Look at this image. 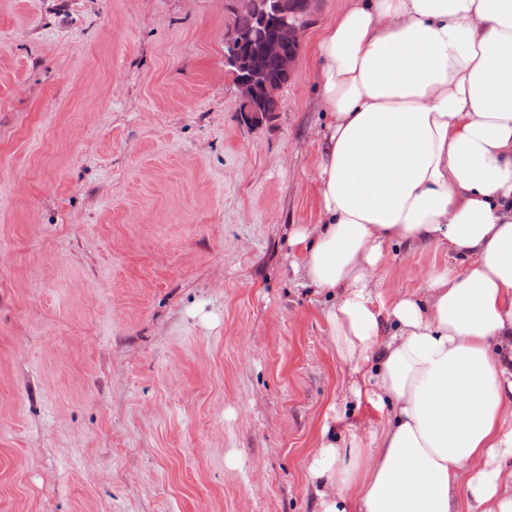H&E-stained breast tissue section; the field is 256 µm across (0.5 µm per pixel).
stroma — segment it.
Listing matches in <instances>:
<instances>
[{
    "mask_svg": "<svg viewBox=\"0 0 512 512\" xmlns=\"http://www.w3.org/2000/svg\"><path fill=\"white\" fill-rule=\"evenodd\" d=\"M315 0L279 108L224 67L233 0H0V512H314L328 409L361 441L318 219ZM397 252L384 286L448 263Z\"/></svg>",
    "mask_w": 512,
    "mask_h": 512,
    "instance_id": "1",
    "label": "stroma"
}]
</instances>
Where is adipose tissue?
I'll return each instance as SVG.
<instances>
[{
	"label": "adipose tissue",
	"instance_id": "obj_1",
	"mask_svg": "<svg viewBox=\"0 0 512 512\" xmlns=\"http://www.w3.org/2000/svg\"><path fill=\"white\" fill-rule=\"evenodd\" d=\"M317 54L320 216L288 242L387 420L323 426L316 512H512V0H346ZM393 246L452 262L386 295Z\"/></svg>",
	"mask_w": 512,
	"mask_h": 512
}]
</instances>
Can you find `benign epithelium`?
Returning a JSON list of instances; mask_svg holds the SVG:
<instances>
[{"label": "benign epithelium", "instance_id": "7a95c632", "mask_svg": "<svg viewBox=\"0 0 512 512\" xmlns=\"http://www.w3.org/2000/svg\"><path fill=\"white\" fill-rule=\"evenodd\" d=\"M313 2L306 0V7L300 10L294 0H234L235 13L254 15L256 25L245 35L235 30L226 37L224 66L235 77L244 109L253 113L257 120L262 119L257 108L260 98L276 95L280 87L279 82L250 59L249 51L254 49L262 57L276 59L280 76H291L298 54L285 49L281 35L285 33L301 42L309 25Z\"/></svg>", "mask_w": 512, "mask_h": 512}]
</instances>
